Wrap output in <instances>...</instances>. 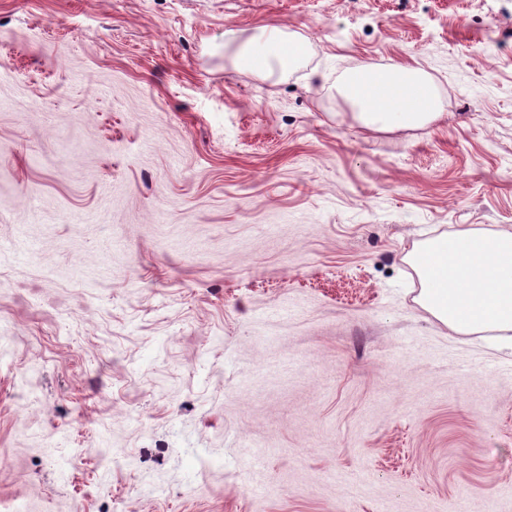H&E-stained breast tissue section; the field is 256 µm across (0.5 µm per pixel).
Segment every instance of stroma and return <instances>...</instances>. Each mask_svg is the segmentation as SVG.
I'll use <instances>...</instances> for the list:
<instances>
[{
    "mask_svg": "<svg viewBox=\"0 0 512 512\" xmlns=\"http://www.w3.org/2000/svg\"><path fill=\"white\" fill-rule=\"evenodd\" d=\"M301 34L262 79L224 32ZM420 65L379 132L336 93ZM512 233V0H0V512H512V347L417 301ZM336 90L362 126L378 131L425 127L446 108L425 72L411 64H362L343 73Z\"/></svg>",
    "mask_w": 512,
    "mask_h": 512,
    "instance_id": "stroma-1",
    "label": "stroma"
}]
</instances>
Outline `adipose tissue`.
Wrapping results in <instances>:
<instances>
[{
    "label": "adipose tissue",
    "mask_w": 512,
    "mask_h": 512,
    "mask_svg": "<svg viewBox=\"0 0 512 512\" xmlns=\"http://www.w3.org/2000/svg\"><path fill=\"white\" fill-rule=\"evenodd\" d=\"M304 53L300 37L263 27L239 45L234 62L266 78L296 68ZM336 90L362 126L378 131L420 128L445 110L425 72L411 64L358 66L341 75ZM411 263L423 306L457 332L512 330V234L431 239L414 251Z\"/></svg>",
    "instance_id": "ef3b65f1"
}]
</instances>
